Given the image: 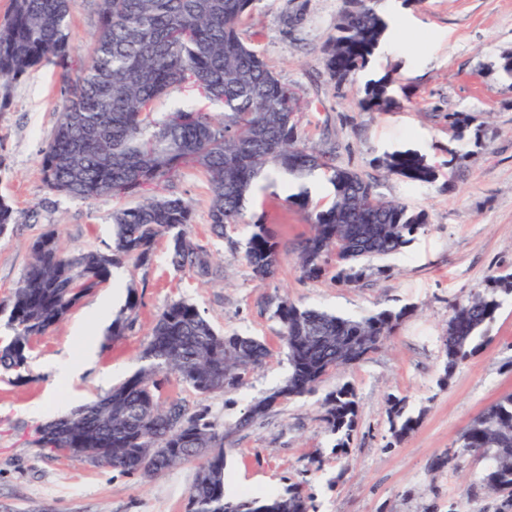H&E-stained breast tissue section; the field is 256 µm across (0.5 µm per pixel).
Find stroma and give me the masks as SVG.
Returning <instances> with one entry per match:
<instances>
[{
    "mask_svg": "<svg viewBox=\"0 0 512 512\" xmlns=\"http://www.w3.org/2000/svg\"><path fill=\"white\" fill-rule=\"evenodd\" d=\"M343 0H258L240 27L242 38L303 98L301 135L332 150L337 166L358 171L385 199L425 211L423 232L400 252L374 261L358 284L336 279L335 264L309 279L297 264V245L312 233L310 210L288 202L300 187L312 204L326 202L323 179L259 185L247 203L246 223L228 226L226 239L209 232V192L201 171L180 168L169 189L194 207L192 236L223 257L225 280L205 282L168 261L169 241L159 238L149 265L114 270L59 325L32 343L24 380L0 374V512H184L195 468L184 464L151 479L124 475L34 444L36 428L108 392L99 373L120 382L142 364L155 319L177 299L195 303L219 330L263 341L265 365L236 389L200 396L176 378L163 401L207 410L229 430L226 492L279 493L293 482L315 495L317 512H512L478 484L486 460L476 454L431 470L433 459L456 450L469 422L512 392V296L501 299L482 348L445 375L442 339L451 308L492 271L512 272V79L497 69L512 52V0H381L387 17L401 15L399 41H385L369 66L336 82L324 66ZM71 41L85 55L99 24L95 0H71ZM393 80L395 105L365 108L369 80ZM65 92L54 66L0 87V195L12 200L16 222L0 235V300L9 296L31 260L30 240L54 228L69 252L107 249L117 199H78L50 192L40 172ZM468 116L457 138L448 116ZM411 149L438 171L431 184L385 175L376 160ZM260 217L280 243V264L269 279L254 277L245 258L250 219ZM118 289L107 312L101 297ZM344 316L407 308L391 336L360 362L330 372L310 394L282 401L269 417L244 429L235 422L247 407L277 389L288 361L273 318V301ZM138 301L137 319L124 335L110 325ZM97 341V361L75 381L57 382L56 360L77 357V327ZM354 387L358 416L346 449L321 420L322 402L341 384ZM405 401L419 425L392 443L389 396ZM323 460L311 467L310 457Z\"/></svg>",
    "mask_w": 512,
    "mask_h": 512,
    "instance_id": "obj_1",
    "label": "stroma"
}]
</instances>
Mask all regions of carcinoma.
I'll return each instance as SVG.
<instances>
[{
    "label": "carcinoma",
    "instance_id": "obj_1",
    "mask_svg": "<svg viewBox=\"0 0 512 512\" xmlns=\"http://www.w3.org/2000/svg\"><path fill=\"white\" fill-rule=\"evenodd\" d=\"M99 25L91 47L75 60L70 42V0H11L0 25V86L20 81L40 66L62 70L67 94L54 135L40 161L49 190L75 198L131 196L170 181L184 165L199 168L210 192V232L245 223V201L258 179L271 172L306 178L322 170L333 188L331 201L314 213L313 232L301 243L298 265L318 278L328 259L338 280L359 282L371 263L400 251L426 227L427 215L380 197L374 183L336 166L325 150L307 145L300 133L301 97L275 75L239 34L256 0H96ZM384 14L371 3L352 15L342 9L324 64L344 82L364 70L385 41ZM75 78H70L71 72ZM392 79L370 80L362 104L385 109L393 103ZM204 90L224 113L177 105L166 114L156 102L174 88ZM381 168L415 183L437 179L423 155L394 151ZM113 244L106 251L67 253L48 229L29 245L31 261L12 294L0 301L12 335L0 342V369L27 367L31 340L46 335L95 289L112 269L132 261L148 264L154 246L168 237L176 270L189 268L206 281L224 277L213 254L191 238L194 208L173 193H157L112 214ZM246 262L258 279L274 274L280 243L263 220L251 222ZM512 295V273L491 275L452 308L443 337L444 375L479 351L484 328ZM136 297L112 320L111 335L132 327ZM406 309L381 310L358 319L280 300L274 317L289 364L288 377L273 393L251 404L238 422L247 426L284 399L313 392L332 370L355 364L379 348ZM268 355L251 336L224 335L195 304L170 302L157 315L144 364L105 395L37 428L36 443L124 474L155 477L196 461L185 512H315L312 497L291 484L276 494L225 493L224 431L205 411L181 402L164 403L160 391L174 375L201 396L235 389ZM391 403L394 441L413 431L420 418L407 416L405 400ZM322 421L349 447L355 429L356 393L344 384L329 393ZM459 447L489 460L483 489L512 504V393L500 397L468 424Z\"/></svg>",
    "mask_w": 512,
    "mask_h": 512
}]
</instances>
